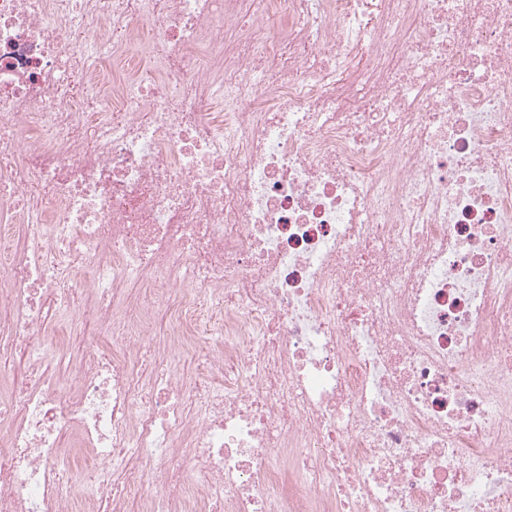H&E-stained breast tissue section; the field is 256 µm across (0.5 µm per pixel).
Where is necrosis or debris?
<instances>
[{"instance_id": "necrosis-or-debris-1", "label": "necrosis or debris", "mask_w": 512, "mask_h": 512, "mask_svg": "<svg viewBox=\"0 0 512 512\" xmlns=\"http://www.w3.org/2000/svg\"><path fill=\"white\" fill-rule=\"evenodd\" d=\"M0 512H512V0H0Z\"/></svg>"}]
</instances>
